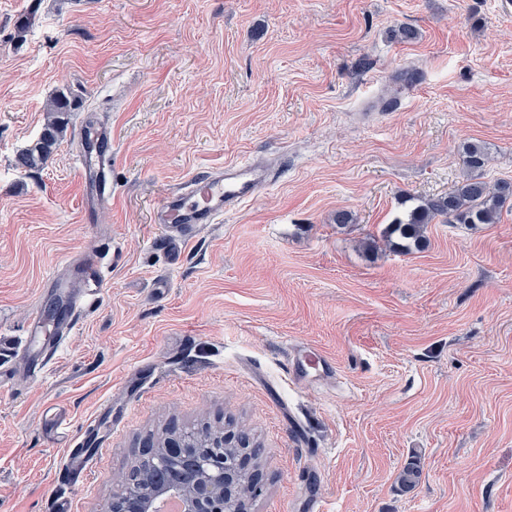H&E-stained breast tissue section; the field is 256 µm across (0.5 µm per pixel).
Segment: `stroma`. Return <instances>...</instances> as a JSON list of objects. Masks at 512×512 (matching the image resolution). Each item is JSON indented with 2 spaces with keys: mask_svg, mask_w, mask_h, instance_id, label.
Returning a JSON list of instances; mask_svg holds the SVG:
<instances>
[{
  "mask_svg": "<svg viewBox=\"0 0 512 512\" xmlns=\"http://www.w3.org/2000/svg\"><path fill=\"white\" fill-rule=\"evenodd\" d=\"M60 93L64 139L16 167ZM92 123L112 130L108 208L76 170ZM470 142L485 180L512 178L501 0H0V512H103L139 439L229 419L264 449L254 512H512V202L436 219L409 253L383 235L454 189ZM249 157L271 185L170 266L161 197ZM98 247L103 290L46 378H8L45 278ZM107 404L102 448L62 479L44 409L72 437Z\"/></svg>",
  "mask_w": 512,
  "mask_h": 512,
  "instance_id": "1",
  "label": "stroma"
}]
</instances>
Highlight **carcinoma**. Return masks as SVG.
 <instances>
[{"instance_id": "1", "label": "carcinoma", "mask_w": 512, "mask_h": 512, "mask_svg": "<svg viewBox=\"0 0 512 512\" xmlns=\"http://www.w3.org/2000/svg\"><path fill=\"white\" fill-rule=\"evenodd\" d=\"M75 109V101L59 96L51 101L41 135L35 145L25 149L16 159V165L28 170L43 169L56 148L67 124L68 113ZM488 162L486 148L468 144L463 148V165L468 171L454 190L445 196L422 201L401 218L389 225V234L403 241L402 247L410 248L422 240L423 228L436 217L442 216L457 224H493L503 205L512 200V181L487 182L482 170ZM186 433L196 442H205L215 428L205 422L185 427Z\"/></svg>"}]
</instances>
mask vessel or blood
Segmentation results:
<instances>
[{
  "mask_svg": "<svg viewBox=\"0 0 512 512\" xmlns=\"http://www.w3.org/2000/svg\"><path fill=\"white\" fill-rule=\"evenodd\" d=\"M111 149L84 151L79 155V174L87 188L91 206L111 204L112 183L109 177ZM271 181V170L260 159L225 165L202 177L189 179L178 190L169 192L155 212L172 244H182L204 227L222 220ZM68 267L79 286L61 294L66 308L61 319L46 325L41 313H33L27 323L26 340L16 354V363L32 382L42 381L59 347L76 329L87 302L102 291V258L94 251L81 253ZM85 437L68 440V454L63 469L67 477L80 476L88 463Z\"/></svg>",
  "mask_w": 512,
  "mask_h": 512,
  "instance_id": "1",
  "label": "vessel or blood"
}]
</instances>
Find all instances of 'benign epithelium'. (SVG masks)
<instances>
[{
	"label": "benign epithelium",
	"instance_id": "benign-epithelium-1",
	"mask_svg": "<svg viewBox=\"0 0 512 512\" xmlns=\"http://www.w3.org/2000/svg\"><path fill=\"white\" fill-rule=\"evenodd\" d=\"M263 449L240 432H220L209 449L190 444L183 427L171 425L164 441L147 437L140 443L130 480L112 495L106 512H160L157 503L178 497L183 512H226L236 503V512H252L242 479L261 490Z\"/></svg>",
	"mask_w": 512,
	"mask_h": 512
}]
</instances>
